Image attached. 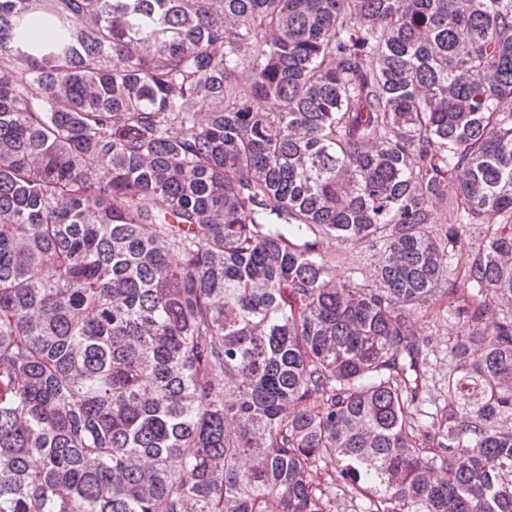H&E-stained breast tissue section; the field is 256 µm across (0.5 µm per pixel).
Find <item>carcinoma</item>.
Masks as SVG:
<instances>
[{
    "label": "carcinoma",
    "instance_id": "carcinoma-1",
    "mask_svg": "<svg viewBox=\"0 0 512 512\" xmlns=\"http://www.w3.org/2000/svg\"><path fill=\"white\" fill-rule=\"evenodd\" d=\"M506 99L512 0H0V512H512ZM381 244H365L361 248L343 245L336 252V275L342 278L361 279L374 267L377 262ZM421 333L437 351L448 349V339L457 331V323L449 313L436 315L431 312L420 320Z\"/></svg>",
    "mask_w": 512,
    "mask_h": 512
}]
</instances>
